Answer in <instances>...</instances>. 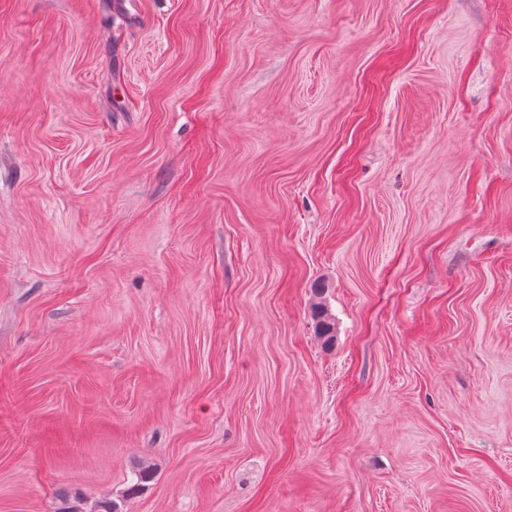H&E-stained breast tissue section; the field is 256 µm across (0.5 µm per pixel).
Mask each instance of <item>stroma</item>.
I'll list each match as a JSON object with an SVG mask.
<instances>
[{"mask_svg": "<svg viewBox=\"0 0 512 512\" xmlns=\"http://www.w3.org/2000/svg\"><path fill=\"white\" fill-rule=\"evenodd\" d=\"M143 466L512 512V0H0V512Z\"/></svg>", "mask_w": 512, "mask_h": 512, "instance_id": "35a3bbf8", "label": "stroma"}]
</instances>
